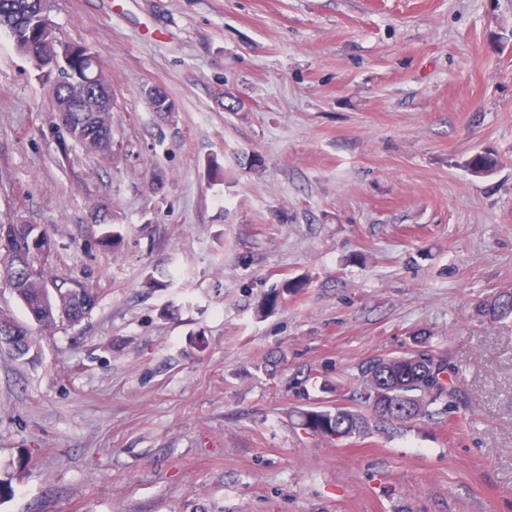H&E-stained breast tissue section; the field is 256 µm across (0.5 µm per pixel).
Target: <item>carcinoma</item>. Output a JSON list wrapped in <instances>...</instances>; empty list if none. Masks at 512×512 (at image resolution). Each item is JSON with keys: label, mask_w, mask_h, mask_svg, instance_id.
Segmentation results:
<instances>
[{"label": "carcinoma", "mask_w": 512, "mask_h": 512, "mask_svg": "<svg viewBox=\"0 0 512 512\" xmlns=\"http://www.w3.org/2000/svg\"><path fill=\"white\" fill-rule=\"evenodd\" d=\"M47 0H0V30L13 41L16 49L27 56L35 68L49 74L58 73L52 87L53 102L66 101V111L55 113L67 127H83L71 138L86 151L101 158L112 151V110L83 112V96L76 88L100 90L108 95L112 86L99 71L86 82L82 53L65 51L52 55L45 47L40 14ZM0 287L9 289L27 312L19 321L8 314L0 315V350L15 359L24 358L36 346L35 334L81 323L98 302L95 289L78 281L58 280L47 264L20 276L0 277ZM482 312L492 322L512 316V290L498 292L482 302ZM429 350L419 357L410 350L387 353L357 364L352 375L357 387L352 394L331 405H320L299 414V426L308 435L335 442L361 437L370 430L384 432L407 426L422 418L447 415L458 405L462 390L447 358L437 353L429 338L418 340ZM402 400L416 402V412L407 415L394 410Z\"/></svg>", "instance_id": "obj_1"}]
</instances>
